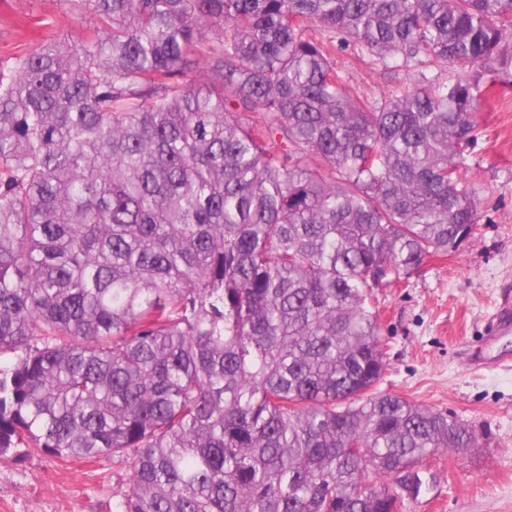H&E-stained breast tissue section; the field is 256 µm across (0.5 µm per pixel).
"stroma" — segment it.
Wrapping results in <instances>:
<instances>
[{
  "instance_id": "1",
  "label": "stroma",
  "mask_w": 512,
  "mask_h": 512,
  "mask_svg": "<svg viewBox=\"0 0 512 512\" xmlns=\"http://www.w3.org/2000/svg\"><path fill=\"white\" fill-rule=\"evenodd\" d=\"M90 20L63 0H0V68L57 35L84 42ZM336 68L357 95L377 99L393 82L350 48ZM480 133L464 150L463 178L479 198L480 221L456 251L372 291L385 337L377 391L454 415L477 445L431 459L408 512H512V368L473 370L486 354L487 323L512 301V86L487 88ZM126 466L104 457L61 461L34 448L0 459V512H118Z\"/></svg>"
}]
</instances>
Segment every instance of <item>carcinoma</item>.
<instances>
[{"instance_id": "carcinoma-1", "label": "carcinoma", "mask_w": 512, "mask_h": 512, "mask_svg": "<svg viewBox=\"0 0 512 512\" xmlns=\"http://www.w3.org/2000/svg\"><path fill=\"white\" fill-rule=\"evenodd\" d=\"M67 3L84 43L0 68V458L118 457L119 512H406L395 473L476 438L373 392L370 273L479 222L512 0ZM350 44L415 81L353 94Z\"/></svg>"}]
</instances>
